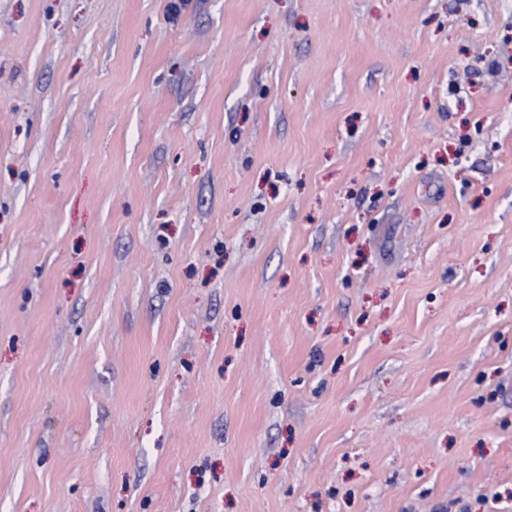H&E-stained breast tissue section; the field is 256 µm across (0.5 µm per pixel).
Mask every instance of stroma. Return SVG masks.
Here are the masks:
<instances>
[{"label":"stroma","mask_w":512,"mask_h":512,"mask_svg":"<svg viewBox=\"0 0 512 512\" xmlns=\"http://www.w3.org/2000/svg\"><path fill=\"white\" fill-rule=\"evenodd\" d=\"M0 512H512V0H0Z\"/></svg>","instance_id":"35a3bbf8"}]
</instances>
